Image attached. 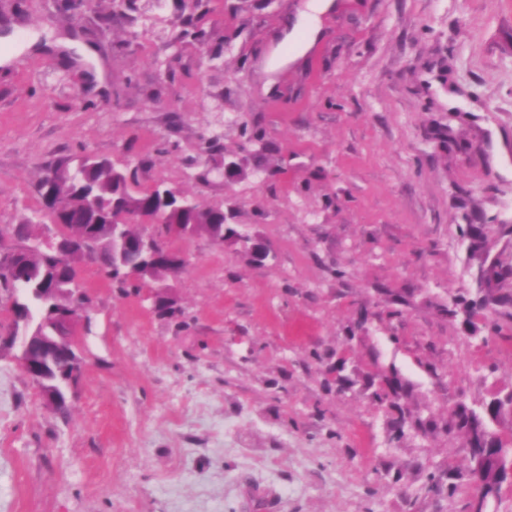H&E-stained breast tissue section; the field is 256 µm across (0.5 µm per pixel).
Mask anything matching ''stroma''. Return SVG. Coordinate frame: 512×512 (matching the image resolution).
Instances as JSON below:
<instances>
[{"instance_id": "obj_1", "label": "stroma", "mask_w": 512, "mask_h": 512, "mask_svg": "<svg viewBox=\"0 0 512 512\" xmlns=\"http://www.w3.org/2000/svg\"><path fill=\"white\" fill-rule=\"evenodd\" d=\"M64 2L0 0V228L50 162L92 155L235 208L268 256L174 241L173 320L82 262L65 411L0 357V512H468L451 416L512 391V307L479 303L512 257V0H333L301 56L310 0ZM243 123L285 175L225 181ZM380 366L400 410L366 386ZM402 414L423 427L395 442ZM375 377L388 387V391L382 393L376 392L375 397L380 403H387L390 406H396L399 400L405 395L403 387L394 378L382 370L375 372Z\"/></svg>"}]
</instances>
